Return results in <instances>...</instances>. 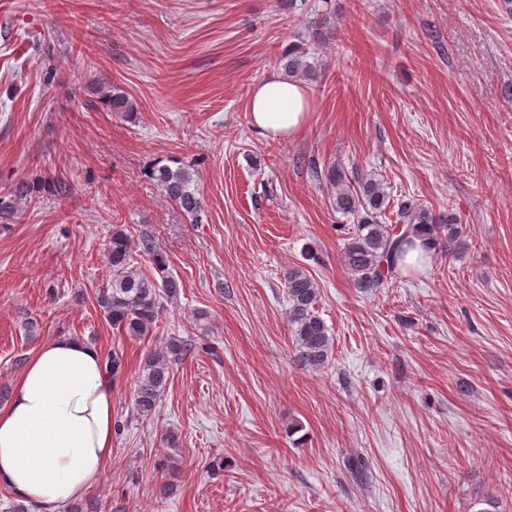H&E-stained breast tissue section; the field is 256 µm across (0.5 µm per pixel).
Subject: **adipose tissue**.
<instances>
[{
  "mask_svg": "<svg viewBox=\"0 0 512 512\" xmlns=\"http://www.w3.org/2000/svg\"><path fill=\"white\" fill-rule=\"evenodd\" d=\"M247 110L261 135L292 138L309 120V92L299 81L272 74L253 86ZM112 401V382L95 345L70 336L43 345L0 405V486L30 512H59L85 496L111 456Z\"/></svg>",
  "mask_w": 512,
  "mask_h": 512,
  "instance_id": "1",
  "label": "adipose tissue"
}]
</instances>
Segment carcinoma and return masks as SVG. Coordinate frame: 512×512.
Segmentation results:
<instances>
[{"label": "carcinoma", "mask_w": 512, "mask_h": 512, "mask_svg": "<svg viewBox=\"0 0 512 512\" xmlns=\"http://www.w3.org/2000/svg\"><path fill=\"white\" fill-rule=\"evenodd\" d=\"M331 15L321 13L311 21L308 37L324 41L330 34ZM288 76L314 82L320 71L306 60L305 49L293 45L278 60ZM99 101L112 112H129L132 103L121 88L107 82L99 84ZM312 176L330 187L336 211L358 214L360 221L354 235L345 243L342 264L355 287L364 291L388 288L413 239L424 238V247L435 251L446 242L445 252L453 256L463 246L455 224L433 215L419 205L402 204L396 212L395 224H382L379 217L391 207L390 196L383 183L375 178L349 180L344 171L332 164L315 165ZM153 177L165 195L185 214L198 218L202 202L191 188L190 176L183 170L162 167ZM140 252L150 260L155 274L132 264V253ZM110 280L99 289V305L112 327L130 336L149 335L162 309V300L179 294V281L167 271L166 260L155 238L147 233L133 241L121 229L112 232L107 245ZM288 298V325L294 344V361L302 369L318 370L327 365L333 354V337L329 327L315 312L319 289L314 279L301 267H293L284 275ZM196 344L191 339L172 337L148 351L142 361L133 392L137 415L150 419L171 379L172 363L191 356ZM105 372L114 378L122 371V356L109 350L102 355Z\"/></svg>", "instance_id": "cac0c4a2"}]
</instances>
